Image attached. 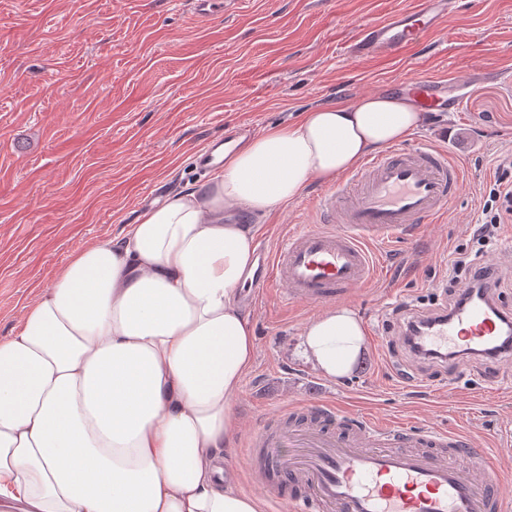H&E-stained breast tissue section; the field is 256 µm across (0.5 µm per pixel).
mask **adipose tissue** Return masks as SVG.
<instances>
[{"label":"adipose tissue","mask_w":512,"mask_h":512,"mask_svg":"<svg viewBox=\"0 0 512 512\" xmlns=\"http://www.w3.org/2000/svg\"><path fill=\"white\" fill-rule=\"evenodd\" d=\"M427 115L371 93L303 112L224 155L209 183L76 253L0 341V504L23 512H262L224 482L231 403L255 357L240 288L264 215L335 183ZM303 352L330 378L366 349L339 304Z\"/></svg>","instance_id":"adipose-tissue-1"}]
</instances>
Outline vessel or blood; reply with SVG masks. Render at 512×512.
<instances>
[{
	"mask_svg": "<svg viewBox=\"0 0 512 512\" xmlns=\"http://www.w3.org/2000/svg\"><path fill=\"white\" fill-rule=\"evenodd\" d=\"M439 0L414 7L361 29L357 53L399 54L437 25ZM440 79L409 81L428 111L440 105ZM461 169L446 151L428 145L394 146L322 193L324 223L289 233L275 251L261 255L250 279L249 303L284 286L289 301L335 304L374 275L366 247L369 234L403 238L414 225L434 222L460 186ZM503 329L489 303L472 298L433 316L411 337L420 353L485 354L498 347ZM250 471L270 500L290 512H512L494 477L490 449L468 438L432 428L375 425L365 417L309 401L304 413L281 408L248 443ZM470 455L487 474L476 481L449 455Z\"/></svg>",
	"mask_w": 512,
	"mask_h": 512,
	"instance_id": "vessel-or-blood-1",
	"label": "vessel or blood"
}]
</instances>
